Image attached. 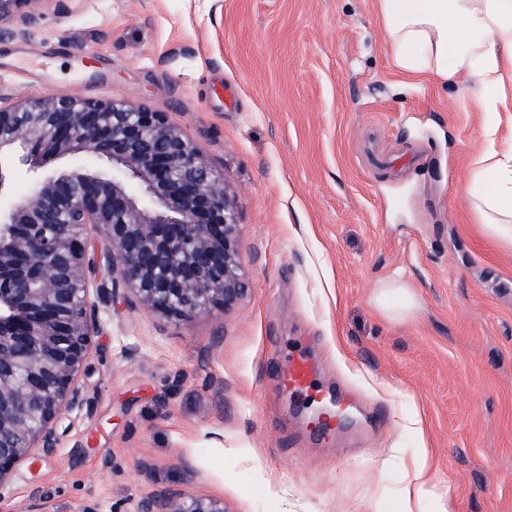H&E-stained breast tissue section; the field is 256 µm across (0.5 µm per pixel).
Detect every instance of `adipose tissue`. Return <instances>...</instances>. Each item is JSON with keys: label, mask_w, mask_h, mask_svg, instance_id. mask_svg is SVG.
Returning a JSON list of instances; mask_svg holds the SVG:
<instances>
[{"label": "adipose tissue", "mask_w": 512, "mask_h": 512, "mask_svg": "<svg viewBox=\"0 0 512 512\" xmlns=\"http://www.w3.org/2000/svg\"><path fill=\"white\" fill-rule=\"evenodd\" d=\"M385 39L399 72L418 82L447 83L467 77L476 92L469 100L477 112H497L503 97L486 92L512 76V0H377ZM478 180L468 195L482 223L512 247V149L484 152L477 161ZM399 512H416L435 497L441 512H452L450 497L437 493L425 462L412 461Z\"/></svg>", "instance_id": "1"}]
</instances>
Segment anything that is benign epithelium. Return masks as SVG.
I'll return each mask as SVG.
<instances>
[{"label": "benign epithelium", "instance_id": "1", "mask_svg": "<svg viewBox=\"0 0 512 512\" xmlns=\"http://www.w3.org/2000/svg\"><path fill=\"white\" fill-rule=\"evenodd\" d=\"M40 2L0 0V19L30 20ZM65 156L72 170H48ZM100 159L112 174L97 170ZM14 166L29 193L0 209V486L32 449L55 451L107 292L183 321L249 291L234 191L165 113L52 93L0 105V191ZM92 228L105 240L98 258ZM102 261L112 281L96 286ZM131 512H224V502L147 493Z\"/></svg>", "mask_w": 512, "mask_h": 512}]
</instances>
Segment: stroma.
<instances>
[{"mask_svg":"<svg viewBox=\"0 0 512 512\" xmlns=\"http://www.w3.org/2000/svg\"><path fill=\"white\" fill-rule=\"evenodd\" d=\"M0 26V101L53 92L165 113L236 196L250 290L179 323L124 290L53 454L0 486L11 512H129L148 491L226 512H397L426 453L455 512H512V248L468 186L487 115L465 77L403 84L376 0H41ZM416 301L399 321L376 298ZM346 409L280 386L288 355Z\"/></svg>","mask_w":512,"mask_h":512,"instance_id":"35a3bbf8","label":"stroma"}]
</instances>
